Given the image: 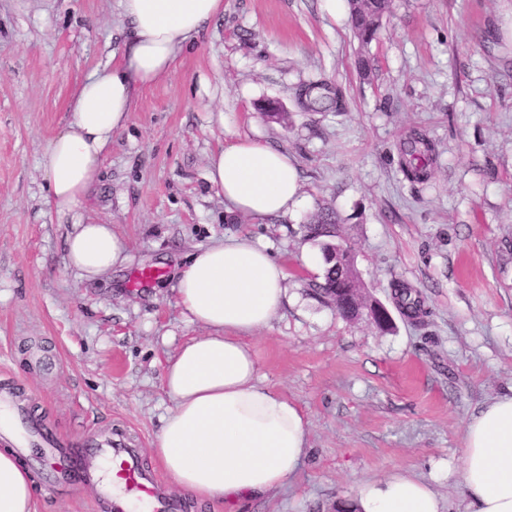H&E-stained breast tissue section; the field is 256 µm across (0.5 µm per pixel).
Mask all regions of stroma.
I'll return each mask as SVG.
<instances>
[{
    "instance_id": "1",
    "label": "stroma",
    "mask_w": 512,
    "mask_h": 512,
    "mask_svg": "<svg viewBox=\"0 0 512 512\" xmlns=\"http://www.w3.org/2000/svg\"><path fill=\"white\" fill-rule=\"evenodd\" d=\"M130 33L119 0H0V385L48 430L112 431L157 469L150 450L173 406L164 367L207 333L179 306L175 269L245 234L287 268L286 301L250 343L262 381L304 413L307 452L292 481L240 512H335L358 482L398 471L464 512V428L512 392V0H395L365 49L345 0H224L142 91L79 215H57L44 148ZM316 80L341 90L342 111L299 106ZM270 101L283 122L264 115ZM415 131L435 147L423 183L399 167ZM244 138L296 165L288 214L241 215L208 183L209 156ZM322 207L338 211L362 293L391 307L393 330L316 293L325 265L304 226ZM79 221L111 225L128 262L100 280L67 268ZM146 269L160 270L154 285L138 283ZM397 279L423 301L419 320L393 310ZM36 456L25 465L40 512H106L93 489L55 488Z\"/></svg>"
}]
</instances>
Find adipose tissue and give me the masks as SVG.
Masks as SVG:
<instances>
[{
  "label": "adipose tissue",
  "mask_w": 512,
  "mask_h": 512,
  "mask_svg": "<svg viewBox=\"0 0 512 512\" xmlns=\"http://www.w3.org/2000/svg\"><path fill=\"white\" fill-rule=\"evenodd\" d=\"M132 24L120 60L90 72L74 96L68 125L45 147L46 203L78 214L99 175L103 151L123 129L141 91L174 69L187 41L224 10V0H119ZM208 181L230 208L256 217L298 202L287 154L240 140L213 154ZM127 260L108 224H77L66 265L92 280ZM285 266L246 235L200 248L178 274V301L207 335L168 360L163 389L173 400L151 453L178 489L232 507L293 478L306 454L307 421L262 383L248 342L282 307ZM461 482L466 512H512V395L495 398L467 422ZM40 489L13 449L0 448V512H38ZM356 512H444L427 482L406 472L357 484Z\"/></svg>",
  "instance_id": "adipose-tissue-1"
}]
</instances>
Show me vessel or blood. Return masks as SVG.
Returning <instances> with one entry per match:
<instances>
[{"instance_id": "b4317fda", "label": "vessel or blood", "mask_w": 512, "mask_h": 512, "mask_svg": "<svg viewBox=\"0 0 512 512\" xmlns=\"http://www.w3.org/2000/svg\"><path fill=\"white\" fill-rule=\"evenodd\" d=\"M10 439L19 451L41 448L39 467L58 484L78 490L95 488L108 512H129L131 501L145 505L147 512H179L154 471L143 467L137 449L124 439L94 433L79 443L48 431L27 415L18 395L0 389V438Z\"/></svg>"}]
</instances>
